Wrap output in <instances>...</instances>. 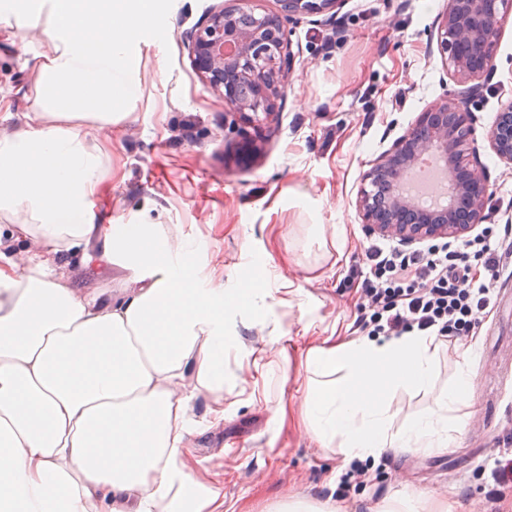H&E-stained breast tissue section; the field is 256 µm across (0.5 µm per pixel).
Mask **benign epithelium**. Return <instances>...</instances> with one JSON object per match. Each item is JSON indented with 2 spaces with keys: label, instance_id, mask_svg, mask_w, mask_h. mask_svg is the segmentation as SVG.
<instances>
[{
  "label": "benign epithelium",
  "instance_id": "benign-epithelium-1",
  "mask_svg": "<svg viewBox=\"0 0 512 512\" xmlns=\"http://www.w3.org/2000/svg\"><path fill=\"white\" fill-rule=\"evenodd\" d=\"M339 2L280 0V11L269 14L241 0L234 9L212 11L186 33L193 64L223 96L230 111L249 123L271 121L295 59L288 25L328 12ZM511 6L512 0H449L437 18L436 50L457 84L455 97L418 113L410 127L370 161L363 176L366 187L357 198L367 234L410 247L462 237L480 222L488 188L480 171L474 115L468 103L483 94L480 78L490 69L488 59L499 23ZM242 12L253 14V26L236 21ZM229 43L234 51L227 55L224 47ZM228 130L240 138L241 153L254 151V141L244 128L232 121ZM486 140L499 159L512 164V103L500 110ZM425 150H435L448 160L456 205L443 213H430L400 190L415 157Z\"/></svg>",
  "mask_w": 512,
  "mask_h": 512
}]
</instances>
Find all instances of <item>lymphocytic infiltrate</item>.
I'll return each mask as SVG.
<instances>
[{"mask_svg": "<svg viewBox=\"0 0 512 512\" xmlns=\"http://www.w3.org/2000/svg\"><path fill=\"white\" fill-rule=\"evenodd\" d=\"M512 254V225L483 228L472 238L403 252L373 247L361 284L357 326L371 336L417 330L456 339L469 335L495 302L494 284Z\"/></svg>", "mask_w": 512, "mask_h": 512, "instance_id": "1", "label": "lymphocytic infiltrate"}]
</instances>
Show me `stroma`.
<instances>
[{
	"instance_id": "stroma-1",
	"label": "stroma",
	"mask_w": 512,
	"mask_h": 512,
	"mask_svg": "<svg viewBox=\"0 0 512 512\" xmlns=\"http://www.w3.org/2000/svg\"><path fill=\"white\" fill-rule=\"evenodd\" d=\"M237 0H162L170 24L163 47L142 49L141 98L133 116L97 130L112 150V176L92 201L99 224L177 225L199 243L198 260L222 282L270 269L277 283L299 286L320 330L352 337L357 290L369 271L367 235L355 200L367 164L402 135L419 112L455 84L439 56L429 55L435 20L448 0H341L333 22L310 16L291 28L296 62L285 80L274 122L252 136L260 152L236 154L224 132L223 97L193 69L184 35L212 8ZM49 48L43 27L0 28V130L24 126L33 110L36 67ZM482 97L469 105L478 138H485L504 104L512 102V14L493 49ZM490 194L487 225L512 214V165L490 150L480 153ZM344 229L346 258L319 280L289 263L288 231L309 219ZM72 288L111 289L121 297L135 273L120 262L105 266L69 260ZM496 301L471 338L472 398L461 405V442L420 455L399 450L367 463L366 484L337 499L328 474L348 465L317 447L305 432L279 427L273 409L279 392L293 394L306 346L297 312L279 322L238 320L244 355L229 357L234 381L224 389V420L212 421L213 402L190 405L193 472L221 486L224 512H263L291 492L340 500L344 512H376L389 494L432 495L454 501L456 512H482L491 488L493 459L512 437V276L495 284ZM291 345L277 380L283 389L256 390L258 374L245 354L270 337Z\"/></svg>"
}]
</instances>
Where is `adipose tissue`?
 <instances>
[{"label":"adipose tissue","instance_id":"ef3b65f1","mask_svg":"<svg viewBox=\"0 0 512 512\" xmlns=\"http://www.w3.org/2000/svg\"><path fill=\"white\" fill-rule=\"evenodd\" d=\"M43 24L50 40L36 73L34 115L0 136V219L45 251L0 270V512H223L218 488L186 464L188 412L211 399L223 420L224 364L238 347L235 317L298 308L306 348L298 423L345 459L455 446L457 407L471 395L475 345L460 343L447 390L395 427L390 392L434 387L438 337L316 335L300 289L213 283L192 239L156 224L97 225L90 207L111 153L87 130L128 120L138 103L142 46H162V10L143 0H0V25ZM103 248L90 250L92 238ZM289 261L314 273L341 261L323 224L289 231ZM124 260L139 287L69 288L63 255Z\"/></svg>","mask_w":512,"mask_h":512}]
</instances>
